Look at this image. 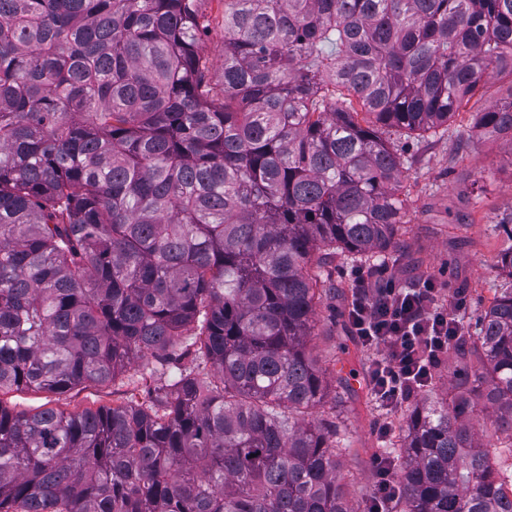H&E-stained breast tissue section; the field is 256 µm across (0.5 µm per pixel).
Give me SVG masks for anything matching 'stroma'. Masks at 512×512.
I'll return each mask as SVG.
<instances>
[{"instance_id": "1", "label": "stroma", "mask_w": 512, "mask_h": 512, "mask_svg": "<svg viewBox=\"0 0 512 512\" xmlns=\"http://www.w3.org/2000/svg\"><path fill=\"white\" fill-rule=\"evenodd\" d=\"M512 76L492 80L453 117L447 128L422 137H394L403 161L400 197L404 219L397 247L387 255L385 277L414 286L432 280L444 301L463 297L462 332L474 333L497 289L508 282L496 267L507 245L502 230L512 222V143L481 137L471 128L473 113L504 97ZM359 264L345 253L329 256L320 270L331 286L316 306L308 348L317 358L327 397L312 422L332 423L343 451L340 478L352 512H366L375 491L374 459L388 453L396 472H403L406 420L422 401L449 400L460 375H467L473 402L466 413L478 443L498 444L485 406L484 380L444 355L431 384L394 411L379 407L367 388L372 354L353 335L347 319L349 282ZM134 362L109 386L84 384L63 394L34 389L0 392V406L11 412L53 407L67 412L98 410L142 401L149 383Z\"/></svg>"}]
</instances>
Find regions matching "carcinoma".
<instances>
[{
    "instance_id": "carcinoma-1",
    "label": "carcinoma",
    "mask_w": 512,
    "mask_h": 512,
    "mask_svg": "<svg viewBox=\"0 0 512 512\" xmlns=\"http://www.w3.org/2000/svg\"><path fill=\"white\" fill-rule=\"evenodd\" d=\"M204 2L0 0V389L108 384L139 355L159 381L0 406V512H351L336 430L306 420L312 257L395 249L388 134L512 72V0H224L217 78ZM474 128L512 141V93ZM454 351L512 440V286ZM468 406L413 410L407 512H512ZM150 358L137 359L131 366L118 376L115 383L109 386L84 384L64 394H54L34 389L4 390L0 393L2 406L13 413L35 412L53 407L66 412H81L85 409L96 411L99 408H112L119 404L143 401L145 391L152 385L147 378L143 380L141 367Z\"/></svg>"
}]
</instances>
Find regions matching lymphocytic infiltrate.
I'll use <instances>...</instances> for the list:
<instances>
[{"label":"lymphocytic infiltrate","mask_w":512,"mask_h":512,"mask_svg":"<svg viewBox=\"0 0 512 512\" xmlns=\"http://www.w3.org/2000/svg\"><path fill=\"white\" fill-rule=\"evenodd\" d=\"M352 288L348 320L372 353L368 385L382 407L397 408L431 383L461 323L430 281L398 288L360 275Z\"/></svg>","instance_id":"1"}]
</instances>
